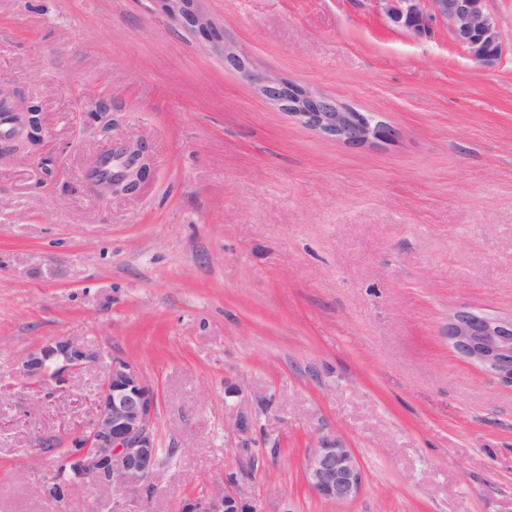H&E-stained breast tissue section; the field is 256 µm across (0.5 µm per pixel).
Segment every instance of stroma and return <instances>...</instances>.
<instances>
[{"mask_svg":"<svg viewBox=\"0 0 512 512\" xmlns=\"http://www.w3.org/2000/svg\"><path fill=\"white\" fill-rule=\"evenodd\" d=\"M202 6L257 69L397 137L301 125L153 0H0V79L49 132L38 160L0 161V512H109L86 486L47 493L104 377H23L66 337L158 396L165 454L136 512L230 476L253 512H512V386L445 336L459 309L512 318V0L489 3L509 47L492 67L370 0ZM127 141L151 177L100 198L87 174ZM323 435L360 459L350 503L306 483Z\"/></svg>","mask_w":512,"mask_h":512,"instance_id":"1","label":"stroma"}]
</instances>
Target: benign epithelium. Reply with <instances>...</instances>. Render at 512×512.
<instances>
[{
	"label": "benign epithelium",
	"mask_w": 512,
	"mask_h": 512,
	"mask_svg": "<svg viewBox=\"0 0 512 512\" xmlns=\"http://www.w3.org/2000/svg\"><path fill=\"white\" fill-rule=\"evenodd\" d=\"M160 13L198 44L218 50L225 65L240 79L255 85L266 100L277 104L300 124L351 147L390 140L395 131L351 109L316 89L256 71L249 59L231 43L224 25L200 5L201 0H154ZM392 24L423 36L443 26L448 35L478 63L490 65L504 47L488 0H368ZM0 101L20 114L23 133L0 142V159L22 155L28 146L44 142L47 132L41 113L22 107L10 88L0 82ZM135 172L147 164L141 144H126ZM445 335L463 358L479 364L512 385V318L505 319L460 309L448 318ZM104 359L102 352L63 338L51 340L31 352L22 364L25 377L52 380L62 387L69 374ZM97 413L91 429L78 435L80 449L57 465L83 483L117 494L112 512H131L129 505L151 487L158 465V398L137 366L121 357H109L104 382L96 396ZM309 488L336 504L355 499L363 487V472L354 451L344 443L323 438L304 460ZM180 512H253L235 484L191 497Z\"/></svg>",
	"instance_id": "benign-epithelium-1"
}]
</instances>
